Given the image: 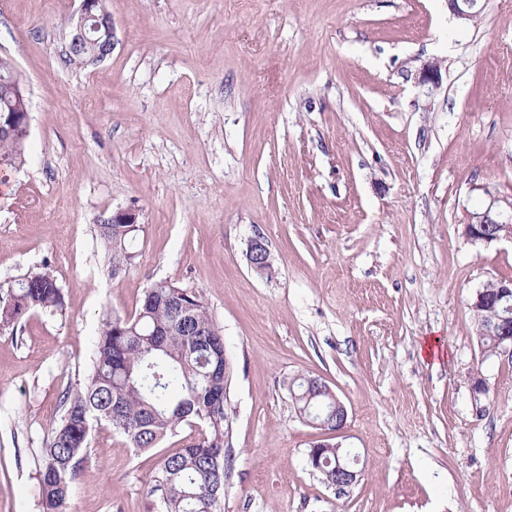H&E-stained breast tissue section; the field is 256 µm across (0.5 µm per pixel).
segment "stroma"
Here are the masks:
<instances>
[{
	"mask_svg": "<svg viewBox=\"0 0 512 512\" xmlns=\"http://www.w3.org/2000/svg\"><path fill=\"white\" fill-rule=\"evenodd\" d=\"M480 3L463 25L448 0H109L112 53L80 67L79 0H0L31 116L24 164L0 163V303L40 270L64 299L0 330V512H40L43 441L103 318L166 280L201 295L233 362L222 512H512V353L471 310L512 280V241L462 234L487 196L512 203V0ZM127 208L116 274L95 218ZM299 375L347 408L344 491L308 463L325 434L290 398ZM205 431L138 451L96 426L72 512H160L161 457ZM247 256L249 265L255 273L264 275L270 271V251L263 237L257 236L251 241Z\"/></svg>",
	"mask_w": 512,
	"mask_h": 512,
	"instance_id": "35a3bbf8",
	"label": "stroma"
}]
</instances>
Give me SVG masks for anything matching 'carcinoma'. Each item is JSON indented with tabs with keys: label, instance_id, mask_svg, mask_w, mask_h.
Returning <instances> with one entry per match:
<instances>
[{
	"label": "carcinoma",
	"instance_id": "carcinoma-1",
	"mask_svg": "<svg viewBox=\"0 0 512 512\" xmlns=\"http://www.w3.org/2000/svg\"><path fill=\"white\" fill-rule=\"evenodd\" d=\"M23 132L0 137V160L24 161ZM98 233L112 248V267L129 265V239L138 228L97 218ZM34 310H63V297L47 271L30 274L0 305V329L19 323ZM232 371L224 335L200 295L174 282L145 291L129 318L106 317L95 343L92 370L79 388L62 396V414L48 435L38 472L42 512H71L73 482L88 459V437L103 422L137 450L156 447L183 423L201 421L209 436L161 458L152 487L161 492L163 512H221L228 472L232 420L228 398ZM294 405L322 422L329 398L302 375L289 385ZM321 475L336 467V450L311 462Z\"/></svg>",
	"mask_w": 512,
	"mask_h": 512
}]
</instances>
